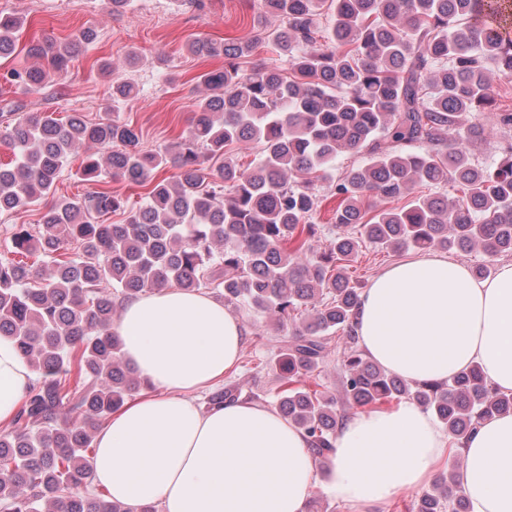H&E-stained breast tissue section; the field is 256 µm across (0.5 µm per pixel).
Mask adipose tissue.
Returning a JSON list of instances; mask_svg holds the SVG:
<instances>
[{
    "label": "adipose tissue",
    "instance_id": "ef3b65f1",
    "mask_svg": "<svg viewBox=\"0 0 512 512\" xmlns=\"http://www.w3.org/2000/svg\"><path fill=\"white\" fill-rule=\"evenodd\" d=\"M354 326L365 355L403 378L444 382L477 364L512 394V262L484 280L437 254L396 263L363 289ZM116 332L152 391L100 427L91 468L128 512H307L320 484L358 512H383L458 454L470 512H512V413L482 422L459 452L412 401L352 415L322 477L304 431L273 409L244 400L197 405L242 346V324L222 304L167 288L127 302ZM33 382L28 361L0 337L1 424Z\"/></svg>",
    "mask_w": 512,
    "mask_h": 512
}]
</instances>
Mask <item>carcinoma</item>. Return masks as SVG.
<instances>
[{
    "mask_svg": "<svg viewBox=\"0 0 512 512\" xmlns=\"http://www.w3.org/2000/svg\"><path fill=\"white\" fill-rule=\"evenodd\" d=\"M328 1L335 19L324 29ZM260 10L279 20L258 32L286 58L288 73L244 67L252 40H191L189 53L224 65L198 76L205 92L175 142L144 150L136 128L114 115L138 94L130 81H112L95 123L79 112L38 111L0 121V142L15 150L14 161L0 164V213L51 199L36 229L12 228L0 257V336L37 375L11 429L0 431V503L10 512H128L87 492L88 450L100 422L144 388L122 357L116 301L163 288H221L225 305L273 316L278 332L292 327L275 362L284 377L277 406L321 463L345 405L413 400L459 448L482 421L512 412V395L477 365L446 382H409L368 359L356 347L360 292L349 275L366 243L387 252L512 253V147L495 168L478 166L471 149L482 128L467 121L495 101L487 64L512 78V38L493 23L512 11V0H261ZM22 23L0 12V60L14 56ZM96 38L91 27L63 41L44 33L27 48L44 65L0 77L37 93ZM250 142L261 145L252 167L225 152ZM82 146L97 148L78 171L89 190L55 197ZM345 153L369 160L336 183V236L315 260L318 182ZM168 168L176 169L171 180ZM106 178L146 187L147 196L130 207L97 188ZM423 184H450L461 196L394 205ZM116 211L121 223L99 222ZM336 337L347 344L339 398L310 384ZM238 398L226 385L206 404ZM448 507L469 512L456 470L419 497L416 512Z\"/></svg>",
    "mask_w": 512,
    "mask_h": 512,
    "instance_id": "cac0c4a2",
    "label": "carcinoma"
}]
</instances>
